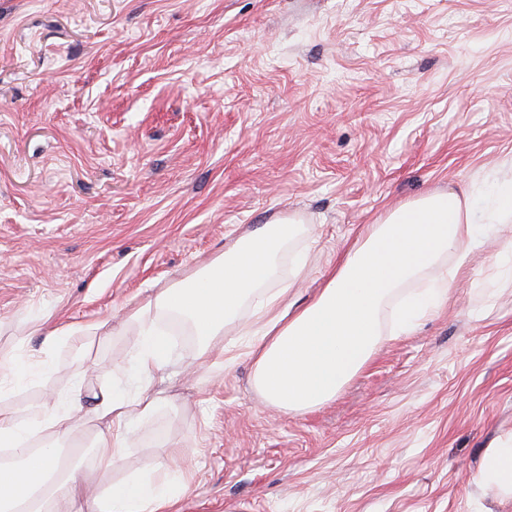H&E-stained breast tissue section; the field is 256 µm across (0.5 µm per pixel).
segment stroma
Instances as JSON below:
<instances>
[{
	"mask_svg": "<svg viewBox=\"0 0 512 512\" xmlns=\"http://www.w3.org/2000/svg\"><path fill=\"white\" fill-rule=\"evenodd\" d=\"M510 164L512 0H0V352L55 364L8 403L32 420L73 385L87 407L128 385L136 330L89 324L263 224L300 220L281 270L303 303L364 225ZM509 237L306 412L254 387L250 311L233 364L177 342L118 468L77 420L79 478L100 496L175 448L179 512H512L484 472L512 437Z\"/></svg>",
	"mask_w": 512,
	"mask_h": 512,
	"instance_id": "obj_1",
	"label": "stroma"
}]
</instances>
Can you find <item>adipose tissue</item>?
<instances>
[{
    "instance_id": "1",
    "label": "adipose tissue",
    "mask_w": 512,
    "mask_h": 512,
    "mask_svg": "<svg viewBox=\"0 0 512 512\" xmlns=\"http://www.w3.org/2000/svg\"><path fill=\"white\" fill-rule=\"evenodd\" d=\"M512 223V179L494 180L474 191L435 192L393 208L368 225L324 277L314 298L296 306L279 287V259L296 232V219H277L241 236L223 255L196 273L158 291L125 315L139 336L136 391L115 386L97 395L91 408L99 428L91 442L95 464L117 467L129 435L155 415L164 400L152 391L155 372L170 361L174 346L159 318L175 313L190 322L196 358L206 363L214 344L243 307L256 327L248 345L253 381L269 404L304 412L331 400L371 359L382 337L413 332L441 308L456 269L483 252L495 225ZM51 360L29 363L0 354V447L12 451L0 463V512H85V485L75 472L76 449H63L83 407L76 395L44 403L37 425L3 404L9 392L51 375ZM48 431L33 445L36 430ZM184 490L176 456L118 484L96 502V512H175Z\"/></svg>"
}]
</instances>
